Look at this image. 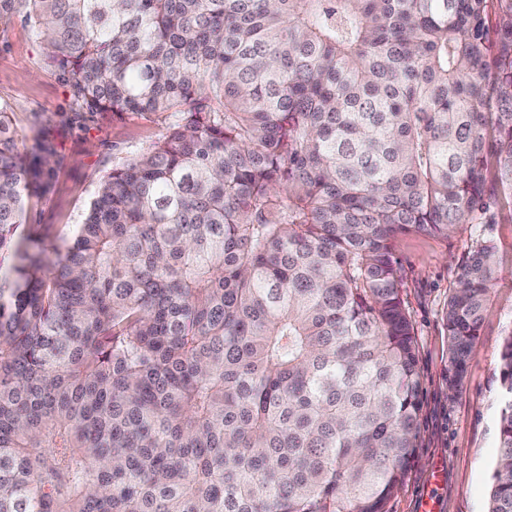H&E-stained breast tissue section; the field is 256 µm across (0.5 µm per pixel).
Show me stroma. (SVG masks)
<instances>
[{
    "instance_id": "35a3bbf8",
    "label": "stroma",
    "mask_w": 512,
    "mask_h": 512,
    "mask_svg": "<svg viewBox=\"0 0 512 512\" xmlns=\"http://www.w3.org/2000/svg\"><path fill=\"white\" fill-rule=\"evenodd\" d=\"M0 101L27 139L49 134L64 165L52 193L30 201L18 236L35 235L52 249L68 240L101 175L155 141V116L78 112L69 90L44 61L21 19L0 31ZM496 246L499 275L489 313L471 353L463 386L449 395L448 336L443 319L458 266L477 240ZM395 256L418 351L422 407L413 456L387 512H485L491 463L498 452L500 351L512 331V209L492 224H464L446 236L410 234Z\"/></svg>"
}]
</instances>
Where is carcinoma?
Instances as JSON below:
<instances>
[{
  "mask_svg": "<svg viewBox=\"0 0 512 512\" xmlns=\"http://www.w3.org/2000/svg\"><path fill=\"white\" fill-rule=\"evenodd\" d=\"M82 111L164 130L52 256L0 104V512H386L417 346L395 244L512 200V0H0ZM498 278L448 295V391ZM486 512H512V333Z\"/></svg>",
  "mask_w": 512,
  "mask_h": 512,
  "instance_id": "cac0c4a2",
  "label": "carcinoma"
}]
</instances>
